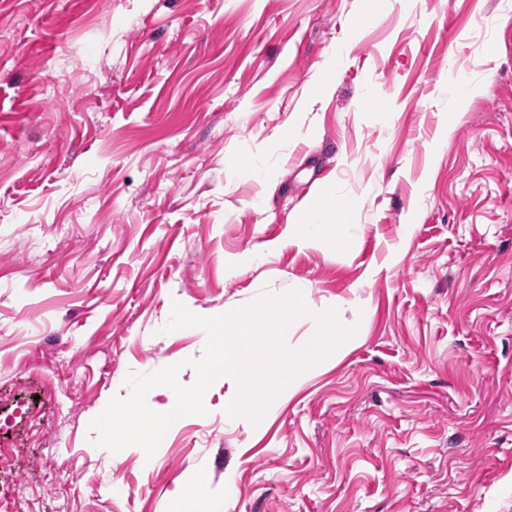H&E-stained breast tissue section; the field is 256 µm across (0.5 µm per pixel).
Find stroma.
I'll list each match as a JSON object with an SVG mask.
<instances>
[{"label":"stroma","mask_w":512,"mask_h":512,"mask_svg":"<svg viewBox=\"0 0 512 512\" xmlns=\"http://www.w3.org/2000/svg\"><path fill=\"white\" fill-rule=\"evenodd\" d=\"M361 1L0 0V512H512V0ZM293 289L355 333L259 425L226 376L93 445L128 374L194 383L174 303ZM331 196L332 192L326 189L323 190L307 216L298 221V233L300 237L311 241L320 239L324 223H326V216L331 212L335 214V209H333L330 204Z\"/></svg>","instance_id":"stroma-1"}]
</instances>
